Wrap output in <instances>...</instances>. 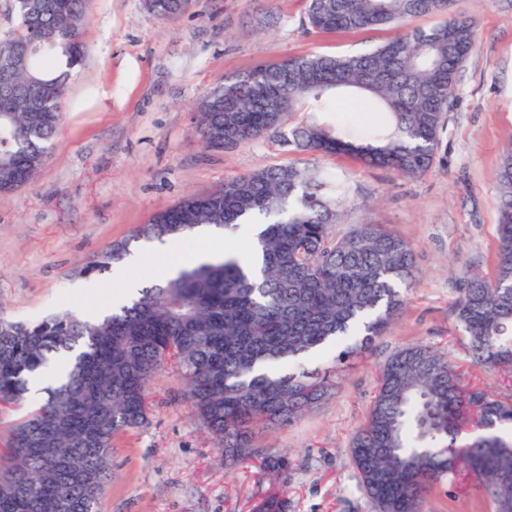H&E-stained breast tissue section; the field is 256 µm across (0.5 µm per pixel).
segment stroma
I'll use <instances>...</instances> for the list:
<instances>
[{
  "instance_id": "stroma-1",
  "label": "stroma",
  "mask_w": 512,
  "mask_h": 512,
  "mask_svg": "<svg viewBox=\"0 0 512 512\" xmlns=\"http://www.w3.org/2000/svg\"><path fill=\"white\" fill-rule=\"evenodd\" d=\"M465 7L476 23L475 46L446 115V160L405 177L344 156H303L267 139L211 151L193 136L198 99L225 77L291 57L364 53L393 38L394 29L312 33L304 0H193L173 23L147 0H89L86 57L49 160L34 183L0 194V318L105 302L110 275L97 277L94 294L78 293L94 253L131 238L186 194L300 160L330 171L344 188L334 236L356 224L386 225L410 243L418 269L401 315L339 370L331 396L288 426L257 434L258 445L289 453L287 478L248 462L225 468L179 374L168 369L149 386L150 425L116 441L100 512H256L273 491L285 512H370L349 448L368 418L380 366L404 347L447 353L468 382L512 402V374L472 364L452 314L460 278L494 270L495 174L512 148V0H467ZM318 118L336 129L378 120L361 100L336 101ZM425 510L488 506L460 481L435 488Z\"/></svg>"
}]
</instances>
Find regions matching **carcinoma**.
<instances>
[{
	"mask_svg": "<svg viewBox=\"0 0 512 512\" xmlns=\"http://www.w3.org/2000/svg\"><path fill=\"white\" fill-rule=\"evenodd\" d=\"M185 0H162L156 15L173 22ZM18 24L0 39V190L33 182L61 125L62 102L83 59L85 0L53 8L15 0ZM445 15L428 30L406 29L419 15ZM315 33L393 25L400 33L369 52L311 54L270 62L224 78L197 105L204 148L268 138L296 152L352 157L415 177L441 161L440 136L459 68L474 48V22L463 0H305ZM34 35L52 36L35 52ZM287 97L265 112L259 93ZM342 92L363 95L385 114L375 129L340 132L314 116ZM295 112L310 119L288 126ZM499 246L494 272L463 281L455 319L473 363L512 371V151L497 173ZM343 190L327 170L304 164L265 167L188 194L151 216L136 237L162 241L202 225L234 232L252 221L262 229L250 252L258 265L226 252L182 269L162 284L95 320L65 309L29 323L0 320V405L19 412L10 443L0 448V512H99L110 484L115 441L149 423L148 383L163 369L179 371L184 396L224 450V464L250 460L279 475L287 456L255 444L254 429L282 428L324 401L333 383L305 360L336 352L341 364L369 347L401 313L416 279L411 245L381 224H357L331 237ZM129 241H117L84 265L95 277L121 263ZM478 417L487 432L456 443L457 428ZM512 403L467 384L460 367L437 350H397L380 368L366 424L350 453L371 512H424L425 496L445 481L484 491L494 512H512ZM59 459L87 475L46 479Z\"/></svg>",
	"mask_w": 512,
	"mask_h": 512,
	"instance_id": "1",
	"label": "carcinoma"
}]
</instances>
